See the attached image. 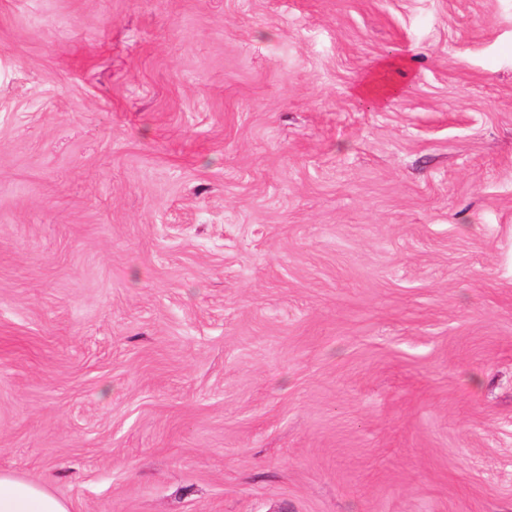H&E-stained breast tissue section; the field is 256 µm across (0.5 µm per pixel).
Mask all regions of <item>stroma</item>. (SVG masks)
I'll return each mask as SVG.
<instances>
[{
  "mask_svg": "<svg viewBox=\"0 0 512 512\" xmlns=\"http://www.w3.org/2000/svg\"><path fill=\"white\" fill-rule=\"evenodd\" d=\"M0 471L512 512V0H0Z\"/></svg>",
  "mask_w": 512,
  "mask_h": 512,
  "instance_id": "1",
  "label": "stroma"
}]
</instances>
